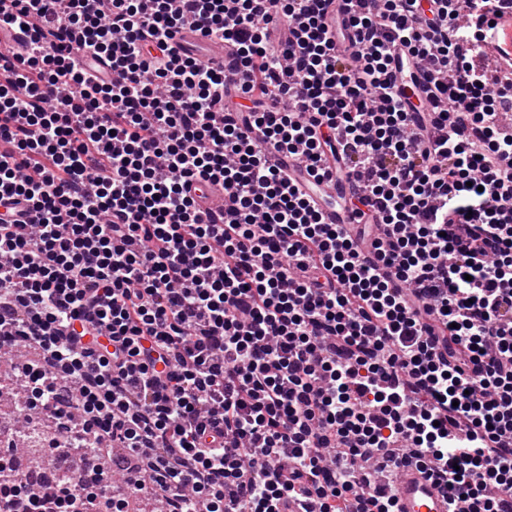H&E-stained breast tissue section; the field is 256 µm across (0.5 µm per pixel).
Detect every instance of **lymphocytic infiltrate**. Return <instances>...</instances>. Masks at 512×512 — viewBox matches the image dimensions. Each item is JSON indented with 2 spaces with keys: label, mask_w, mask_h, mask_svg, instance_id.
I'll use <instances>...</instances> for the list:
<instances>
[{
  "label": "lymphocytic infiltrate",
  "mask_w": 512,
  "mask_h": 512,
  "mask_svg": "<svg viewBox=\"0 0 512 512\" xmlns=\"http://www.w3.org/2000/svg\"><path fill=\"white\" fill-rule=\"evenodd\" d=\"M288 27L273 42L269 24ZM512 0H0V351L79 448L50 492L0 457V512H512ZM234 49L175 54L184 24ZM335 39H327L328 27ZM85 48L72 53L74 40ZM412 64L432 111L400 96ZM245 71L238 85L236 71ZM332 159L325 223L252 143ZM221 187L204 221L191 182ZM398 512H447L443 496L429 479L427 471L408 463L395 479Z\"/></svg>",
  "instance_id": "obj_1"
}]
</instances>
